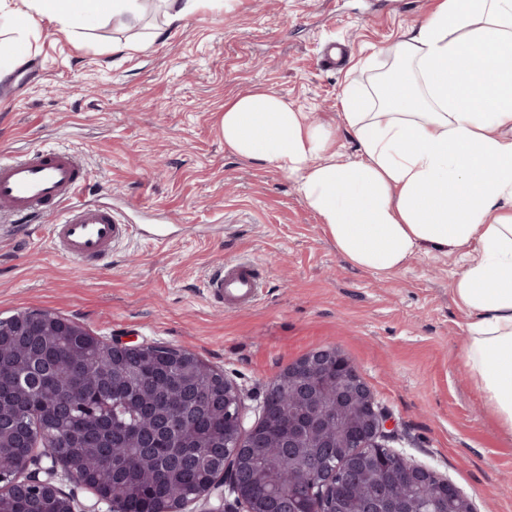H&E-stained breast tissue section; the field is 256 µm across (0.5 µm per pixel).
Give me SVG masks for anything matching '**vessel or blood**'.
<instances>
[{
	"label": "vessel or blood",
	"instance_id": "vessel-or-blood-1",
	"mask_svg": "<svg viewBox=\"0 0 512 512\" xmlns=\"http://www.w3.org/2000/svg\"><path fill=\"white\" fill-rule=\"evenodd\" d=\"M91 179L81 156L68 148L1 154L0 222L22 230L33 219L56 217L50 227L55 248L80 265H96L129 237L132 227L111 207L89 199ZM259 287L254 264L244 259L215 265L206 279L209 295L230 310L253 306Z\"/></svg>",
	"mask_w": 512,
	"mask_h": 512
}]
</instances>
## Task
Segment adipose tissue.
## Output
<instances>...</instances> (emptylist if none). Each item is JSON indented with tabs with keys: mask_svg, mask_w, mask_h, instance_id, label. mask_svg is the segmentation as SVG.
I'll list each match as a JSON object with an SVG mask.
<instances>
[{
	"mask_svg": "<svg viewBox=\"0 0 512 512\" xmlns=\"http://www.w3.org/2000/svg\"><path fill=\"white\" fill-rule=\"evenodd\" d=\"M140 11V0H0L21 33L106 16L131 28ZM382 53L396 65L373 100L355 79L341 93L359 158L267 88L225 101L224 147L292 181L354 266L390 274L421 251L458 255L461 364L512 434V0H438Z\"/></svg>",
	"mask_w": 512,
	"mask_h": 512,
	"instance_id": "1",
	"label": "adipose tissue"
}]
</instances>
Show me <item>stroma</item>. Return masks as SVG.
Masks as SVG:
<instances>
[{
    "label": "stroma",
    "mask_w": 512,
    "mask_h": 512,
    "mask_svg": "<svg viewBox=\"0 0 512 512\" xmlns=\"http://www.w3.org/2000/svg\"><path fill=\"white\" fill-rule=\"evenodd\" d=\"M436 0H233L164 31L154 0L133 29L102 19L79 34L40 23L25 64L0 90V151L80 152L95 201L131 224L107 260L81 267L59 254L50 220L27 233L0 223V319L47 310L94 336L162 342L194 352L235 380L250 405L287 366L339 349L389 412L390 448L446 475L476 512H512V435L462 370L465 314L451 295L455 256L420 252L381 275L352 266L295 185L239 160L220 131L227 99L272 89L330 125L339 151L358 144L340 112L350 66L397 40ZM143 43L116 54V41ZM345 43L344 66L319 51ZM371 91L390 70L372 57ZM169 228L167 243L149 236ZM254 261L263 288L227 311L204 281L218 262Z\"/></svg>",
    "instance_id": "stroma-1"
}]
</instances>
